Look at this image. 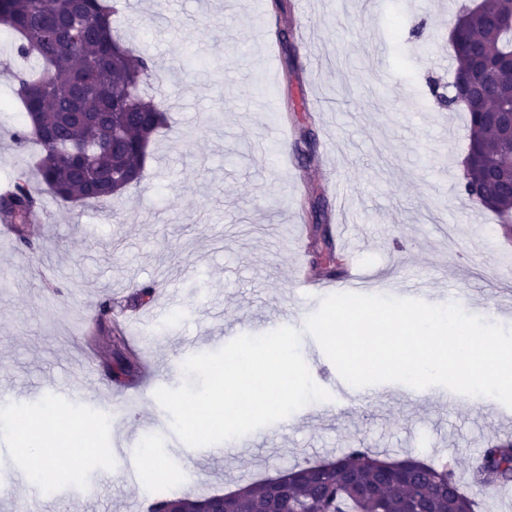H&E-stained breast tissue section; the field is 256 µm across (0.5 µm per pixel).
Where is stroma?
Listing matches in <instances>:
<instances>
[{"label": "stroma", "instance_id": "1", "mask_svg": "<svg viewBox=\"0 0 512 512\" xmlns=\"http://www.w3.org/2000/svg\"><path fill=\"white\" fill-rule=\"evenodd\" d=\"M461 2L289 0L275 15L268 0H138L122 33L155 60L152 91L168 118L142 178L105 204L65 208L45 197L30 227L35 251L0 236V448L22 414L104 407L112 456L83 457L77 480L48 492L27 479L29 460L11 458L0 465V484L11 487L0 512L27 501L38 512H86L91 501L98 512H147L154 489L112 478L145 441L198 493L348 448L448 460L469 483L476 450L512 420L491 397L478 408L460 397L450 413L430 387L389 384L383 404L355 388L251 432L247 451L228 440L221 452L195 448L176 460L170 416L154 396L184 381L192 353L218 350L253 323L303 329L320 300L300 278L322 272L301 210L310 193L326 199L330 226H343L345 260L371 294L424 288L427 303L512 327V238L458 191L467 117L438 100L452 78L448 30ZM279 28L294 31L297 69L283 64ZM15 64L1 33L0 186L36 151L13 139ZM308 114L316 155L302 165L273 141L280 132L296 142ZM144 284L153 301L126 310ZM107 299L120 336L138 349L139 372L125 385L80 378L77 340Z\"/></svg>", "mask_w": 512, "mask_h": 512}]
</instances>
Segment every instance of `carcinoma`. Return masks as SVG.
Returning a JSON list of instances; mask_svg holds the SVG:
<instances>
[{"label":"carcinoma","mask_w":512,"mask_h":512,"mask_svg":"<svg viewBox=\"0 0 512 512\" xmlns=\"http://www.w3.org/2000/svg\"><path fill=\"white\" fill-rule=\"evenodd\" d=\"M118 4L109 0H0V31H8L18 55L35 67L15 75L12 89L21 125L14 137L33 141L41 151L35 171L61 205L101 202L120 194L130 177H142L151 141L167 117L147 91L153 60L135 52L113 26ZM459 47L452 51L454 78L444 103L454 106L459 83L469 79L475 93L469 116V146H478L490 162H473L459 180L460 193L475 207L494 212L504 224L512 212V162L509 141L481 121L512 101V75L487 79L512 56V0H486L479 11L460 5L452 25ZM42 208L41 196L21 173L0 194V218L16 229L17 242L32 247L27 225ZM320 233L323 273L341 274L330 230ZM155 289H133L130 305L144 306ZM112 331V305L98 306L94 331ZM108 375L120 382L136 373V362L121 348L109 351ZM266 479L219 496L185 492L163 496L148 512H200L219 498L224 512H402L413 501L421 512H475L478 503L446 465L411 454L380 458L370 448H349L315 463L296 464ZM472 484L481 488L512 484V442L491 441Z\"/></svg>","instance_id":"carcinoma-1"}]
</instances>
